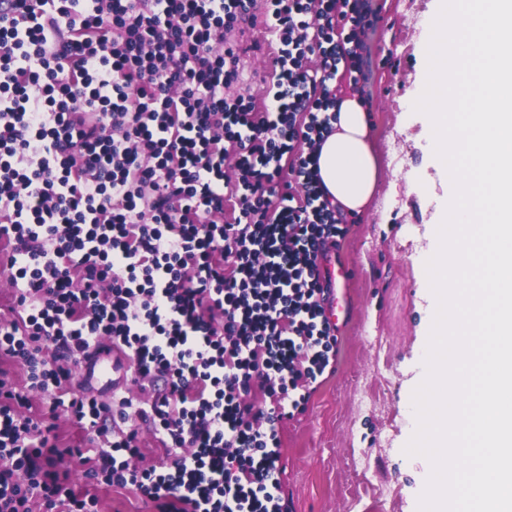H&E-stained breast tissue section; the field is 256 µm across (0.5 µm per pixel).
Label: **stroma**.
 <instances>
[{
  "instance_id": "obj_1",
  "label": "stroma",
  "mask_w": 512,
  "mask_h": 512,
  "mask_svg": "<svg viewBox=\"0 0 512 512\" xmlns=\"http://www.w3.org/2000/svg\"><path fill=\"white\" fill-rule=\"evenodd\" d=\"M373 5L379 21L367 39L366 91L381 180L373 205L344 224L335 251L348 268L347 281L336 286L344 308L336 369L280 430L288 512H417L426 485L424 463L405 447L416 429L411 403L432 310L425 252L435 234L434 199L444 193L422 116L412 109L434 0ZM239 40L248 48L239 88L262 96L271 36L258 21ZM417 182L431 185L432 196L416 192ZM58 467L76 493L97 498L99 512H154L135 489L91 482L66 459Z\"/></svg>"
}]
</instances>
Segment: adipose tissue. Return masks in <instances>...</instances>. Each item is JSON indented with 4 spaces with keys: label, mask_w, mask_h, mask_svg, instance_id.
<instances>
[{
    "label": "adipose tissue",
    "mask_w": 512,
    "mask_h": 512,
    "mask_svg": "<svg viewBox=\"0 0 512 512\" xmlns=\"http://www.w3.org/2000/svg\"><path fill=\"white\" fill-rule=\"evenodd\" d=\"M332 126L318 150L319 176L331 204L350 216L365 209L378 182L368 116L357 98L339 100Z\"/></svg>",
    "instance_id": "obj_1"
}]
</instances>
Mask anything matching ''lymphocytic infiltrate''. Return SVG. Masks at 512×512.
<instances>
[{
    "mask_svg": "<svg viewBox=\"0 0 512 512\" xmlns=\"http://www.w3.org/2000/svg\"><path fill=\"white\" fill-rule=\"evenodd\" d=\"M258 17L259 99L233 90ZM376 22L370 0H0V512H88L54 468L62 411L87 477L157 512H288L278 426L336 359L321 262L343 217L316 152L330 83L365 93ZM104 339L147 401L72 393ZM141 423L164 460L139 470ZM57 424L60 438L66 446L82 448L83 442L88 438V432L85 429L64 414H61Z\"/></svg>",
    "mask_w": 512,
    "mask_h": 512,
    "instance_id": "obj_1",
    "label": "lymphocytic infiltrate"
}]
</instances>
